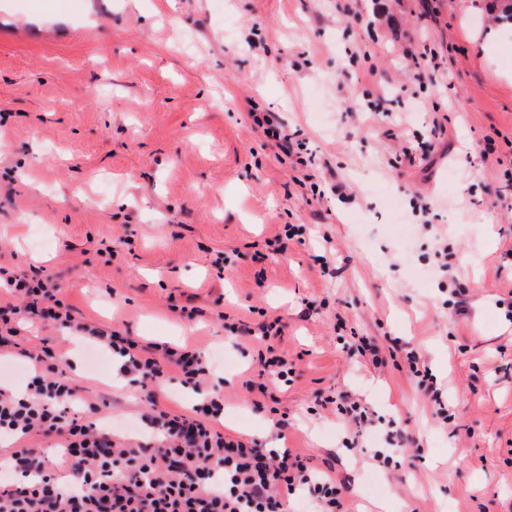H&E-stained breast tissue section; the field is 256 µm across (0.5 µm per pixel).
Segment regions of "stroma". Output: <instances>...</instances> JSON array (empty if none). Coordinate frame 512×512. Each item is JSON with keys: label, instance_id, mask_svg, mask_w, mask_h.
<instances>
[{"label": "stroma", "instance_id": "stroma-1", "mask_svg": "<svg viewBox=\"0 0 512 512\" xmlns=\"http://www.w3.org/2000/svg\"><path fill=\"white\" fill-rule=\"evenodd\" d=\"M505 32L487 0H0V269L54 275L89 326L231 356L211 378L231 436L267 443L287 415L286 447L347 512H512ZM256 112L277 113L291 146ZM287 224L302 241L271 253ZM276 318L294 374L257 400L259 347L231 328ZM410 350L454 423L435 418ZM68 374L82 400L109 402L117 440L142 438L136 385L108 365ZM329 396L373 414L353 447ZM390 422L404 441L379 467Z\"/></svg>", "mask_w": 512, "mask_h": 512}]
</instances>
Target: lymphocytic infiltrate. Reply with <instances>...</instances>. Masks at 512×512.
Returning <instances> with one entry per match:
<instances>
[{
    "instance_id": "1",
    "label": "lymphocytic infiltrate",
    "mask_w": 512,
    "mask_h": 512,
    "mask_svg": "<svg viewBox=\"0 0 512 512\" xmlns=\"http://www.w3.org/2000/svg\"><path fill=\"white\" fill-rule=\"evenodd\" d=\"M0 300V347L14 345L18 325L37 319L74 330L112 357L119 376L137 384L150 411L154 438L122 445L111 428L73 412L77 387L51 348L32 355L27 392L0 390V438H55L62 454L49 462L33 449H13L14 474L0 478V512H284L303 496L309 512H345L331 478L317 475L285 448L247 445L216 428L224 394L209 387L204 352L188 346L144 345L120 332L77 321L57 296L53 276L5 280ZM178 376L198 395L191 414L159 406L156 387Z\"/></svg>"
}]
</instances>
